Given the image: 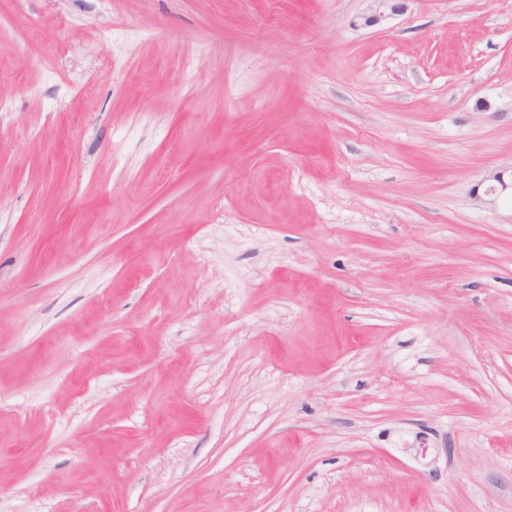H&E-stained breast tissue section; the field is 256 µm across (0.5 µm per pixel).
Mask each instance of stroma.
Listing matches in <instances>:
<instances>
[{
  "label": "stroma",
  "instance_id": "1",
  "mask_svg": "<svg viewBox=\"0 0 512 512\" xmlns=\"http://www.w3.org/2000/svg\"><path fill=\"white\" fill-rule=\"evenodd\" d=\"M0 512H512V0H0Z\"/></svg>",
  "mask_w": 512,
  "mask_h": 512
}]
</instances>
